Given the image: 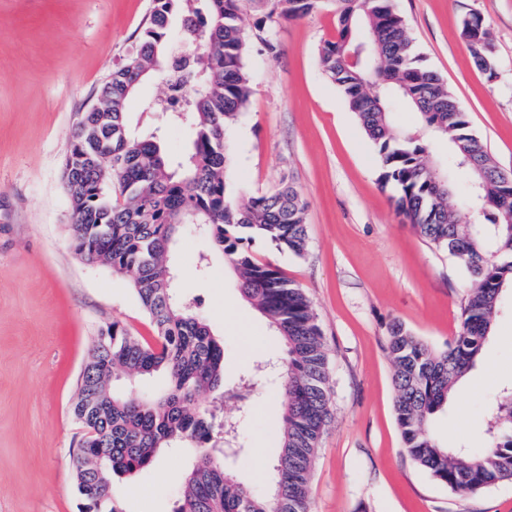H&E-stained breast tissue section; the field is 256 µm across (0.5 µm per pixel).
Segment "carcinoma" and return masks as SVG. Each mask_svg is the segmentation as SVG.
<instances>
[{"label": "carcinoma", "mask_w": 512, "mask_h": 512, "mask_svg": "<svg viewBox=\"0 0 512 512\" xmlns=\"http://www.w3.org/2000/svg\"><path fill=\"white\" fill-rule=\"evenodd\" d=\"M322 0H151L142 34L103 84L96 106L78 114L65 156L63 180L72 210L69 239L75 253L133 277L136 296L154 331L152 340L114 320L101 329L81 372L72 413L84 429L70 453L80 512H124L112 496V476L151 466L165 449L194 451L174 512H310L314 456L330 418L329 354L303 290L247 249L261 237L296 255L307 246L306 203L291 181L256 194L240 208L227 193L226 132L251 93L243 13L260 14L254 36L274 57V23L305 16ZM337 35L320 50L323 74L343 93L349 109L378 151L380 181L393 186L397 208L429 243L448 250L471 276L461 324L448 347L426 345L401 323L388 330L385 351L393 366L394 411L410 459L458 496L512 480V385L499 389L485 410V446L470 453L435 430L448 411L457 382L481 361L501 298L512 288V210L488 208L506 187L498 166L471 132L466 108L423 64L393 0H332ZM470 45L477 68L494 77L497 60L484 19ZM193 46L184 62L164 51L175 23ZM154 73L166 80L164 96L144 104L188 128L187 156L166 155L155 138L132 135L129 106ZM405 107L448 144L443 175L463 180L458 206L437 190L427 165L430 140L397 127ZM193 224L223 254L239 292L280 336L285 371L277 402L281 448L273 484L256 492L224 467L225 444L239 442V419L224 414V400L248 406L259 361L228 383L224 344L200 313L201 299L174 291L172 261L184 225ZM163 371L161 393L143 398L116 382ZM207 406L194 402L203 393Z\"/></svg>", "instance_id": "carcinoma-1"}]
</instances>
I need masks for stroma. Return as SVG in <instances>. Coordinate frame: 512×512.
<instances>
[{"label":"stroma","instance_id":"obj_1","mask_svg":"<svg viewBox=\"0 0 512 512\" xmlns=\"http://www.w3.org/2000/svg\"><path fill=\"white\" fill-rule=\"evenodd\" d=\"M425 64L468 111L474 134L512 173V0H395ZM150 0H0V512H79L69 454L81 436L71 404L96 336L112 321L132 334L153 329L129 275L88 264L68 236L71 207L62 171L76 113L140 36ZM480 14L498 63L489 80L472 60L460 22ZM336 34L331 0L281 21L279 53L259 42L246 57L251 94L228 132L227 184L236 205L293 181L306 205L303 255L257 238L251 251L309 298L329 349L331 418L315 454L311 512H512V482L467 497L438 484L405 453L394 412L393 368L384 349L403 323L435 349L459 329L466 269L418 235L382 185L374 144L343 94L322 73L319 50ZM160 78L130 104L135 135H157L182 156L188 130L143 109ZM193 226L178 239V293L199 297L224 344L226 377L281 356L268 321L238 290L231 266L211 258ZM512 382V290L481 363L436 423L443 438L483 447L485 408ZM281 409L259 380L241 420L240 452L226 465L259 492L272 482ZM192 458L160 452L155 464L114 477L125 512H172Z\"/></svg>","mask_w":512,"mask_h":512}]
</instances>
